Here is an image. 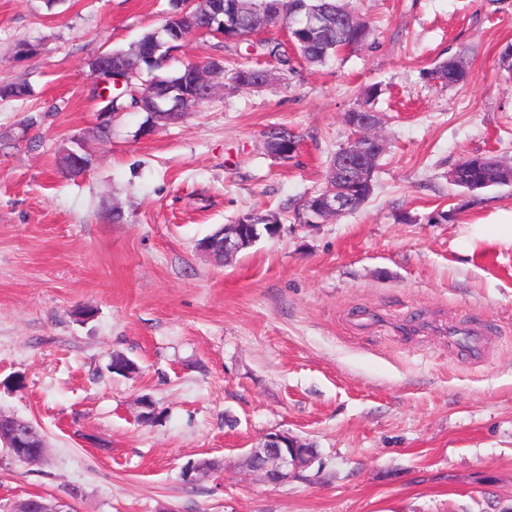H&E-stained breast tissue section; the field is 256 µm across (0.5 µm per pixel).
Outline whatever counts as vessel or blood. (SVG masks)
Segmentation results:
<instances>
[{
	"label": "vessel or blood",
	"instance_id": "obj_1",
	"mask_svg": "<svg viewBox=\"0 0 512 512\" xmlns=\"http://www.w3.org/2000/svg\"><path fill=\"white\" fill-rule=\"evenodd\" d=\"M355 326L358 331L370 330L389 331L412 342L426 334L448 336L449 340L467 359L484 360L488 354L491 339L488 330L471 323H443L419 320L412 323H393L374 311L367 312L357 319Z\"/></svg>",
	"mask_w": 512,
	"mask_h": 512
}]
</instances>
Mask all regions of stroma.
<instances>
[{"label":"stroma","mask_w":512,"mask_h":512,"mask_svg":"<svg viewBox=\"0 0 512 512\" xmlns=\"http://www.w3.org/2000/svg\"><path fill=\"white\" fill-rule=\"evenodd\" d=\"M345 2L367 47L259 90L226 83L147 135L145 113H120L102 142L88 63L159 29L170 0H0V80L32 88L0 101V137L40 118L35 146L0 154V412L46 441L29 464L0 447V512L73 490L78 512L512 507V245L472 235L512 225V186L448 179L474 154L512 165V0ZM23 39L36 56L15 58ZM211 57L276 66L208 35L171 66ZM450 58L466 79L445 87L432 70ZM372 87L387 140L373 195L336 221L294 223L289 203L325 189L344 114ZM274 126L298 138L290 160L266 149ZM76 138L93 162L74 178L56 156ZM244 213L279 214L277 233L226 264L197 250ZM364 310L478 320L501 341L478 367L443 340L349 331ZM116 353L137 372H110ZM144 395L158 411L147 422ZM270 433L318 461L266 485L244 458ZM199 460L216 467L187 481Z\"/></svg>","instance_id":"1"}]
</instances>
